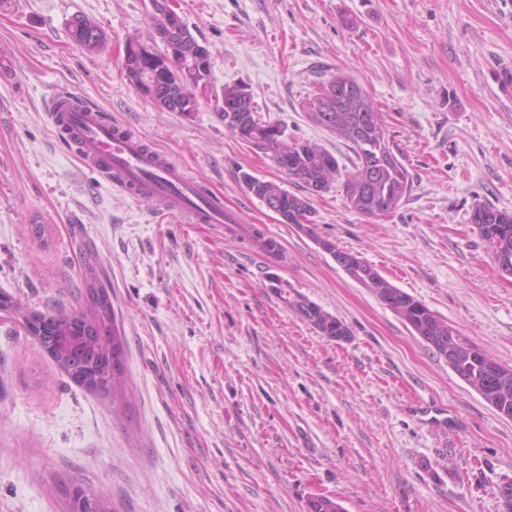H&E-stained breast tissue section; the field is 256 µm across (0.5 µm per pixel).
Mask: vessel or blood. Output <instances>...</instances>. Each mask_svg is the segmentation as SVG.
<instances>
[{"label":"vessel or blood","instance_id":"obj_1","mask_svg":"<svg viewBox=\"0 0 512 512\" xmlns=\"http://www.w3.org/2000/svg\"><path fill=\"white\" fill-rule=\"evenodd\" d=\"M49 118L81 164L132 198L199 224H226L224 205L166 155L123 131L92 102L68 90L54 94Z\"/></svg>","mask_w":512,"mask_h":512}]
</instances>
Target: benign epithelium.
I'll return each instance as SVG.
<instances>
[{"label": "benign epithelium", "instance_id": "benign-epithelium-1", "mask_svg": "<svg viewBox=\"0 0 512 512\" xmlns=\"http://www.w3.org/2000/svg\"><path fill=\"white\" fill-rule=\"evenodd\" d=\"M150 3L152 10L149 12V21L152 26L174 42L190 43L192 52L187 58L177 61L172 56L160 55L155 46L151 44L131 40L126 43L125 54L136 55L146 60L150 69L146 73H133L130 79L157 106L166 110L174 107L176 111L188 114L195 111L196 104L187 102L179 94L174 98L160 97L156 93L157 87L166 80L168 73L173 70L180 72V85L182 86L206 83L209 78V52L193 39L179 14L169 6L168 0H150ZM483 370L484 376L492 384L506 385L509 383L508 374L502 371L498 364L486 362L483 365Z\"/></svg>", "mask_w": 512, "mask_h": 512}]
</instances>
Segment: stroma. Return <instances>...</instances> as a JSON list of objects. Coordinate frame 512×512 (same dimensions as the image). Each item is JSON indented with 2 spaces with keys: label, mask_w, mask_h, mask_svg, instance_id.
I'll return each mask as SVG.
<instances>
[{
  "label": "stroma",
  "mask_w": 512,
  "mask_h": 512,
  "mask_svg": "<svg viewBox=\"0 0 512 512\" xmlns=\"http://www.w3.org/2000/svg\"><path fill=\"white\" fill-rule=\"evenodd\" d=\"M210 54L191 116L127 78L130 37L152 41L149 0H15L0 9V291L26 310L85 306L84 273L111 293L127 396L74 383L0 317V512H64L80 482L116 512H504L512 419L470 388L318 244L357 254L512 368V277L470 222L512 212V0H172ZM105 38L87 51L68 23ZM355 77L412 177L382 218L339 186L310 196L312 233L283 224L248 173L302 194L221 115L242 86L263 119L347 165L351 149L301 102ZM67 87L197 177L239 220L227 231L158 212L83 168L48 118ZM275 237L280 257L253 231ZM339 318L322 336L291 307ZM77 21L81 24L82 27L90 30L89 39L85 40L78 32ZM82 27H80V29ZM68 28L72 41L76 45L87 51H92L96 49L104 37V32L98 25H96L95 23L92 24L90 21H88L85 17L81 15H76L73 18H71L69 21ZM93 32L96 33V38L94 39V41H91L90 38L93 36ZM294 308L323 336H350L348 327L341 320L314 303L298 300L294 303Z\"/></svg>",
  "instance_id": "1"
}]
</instances>
